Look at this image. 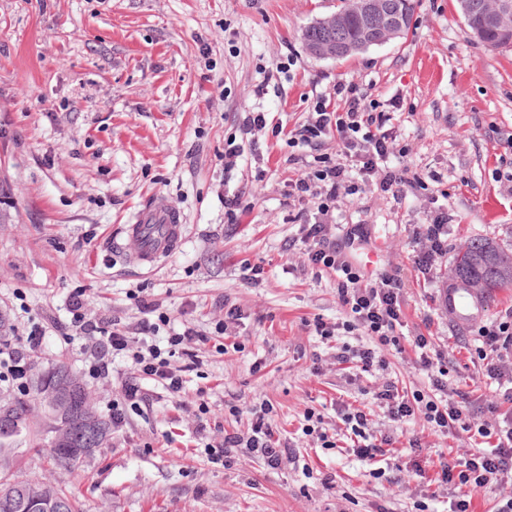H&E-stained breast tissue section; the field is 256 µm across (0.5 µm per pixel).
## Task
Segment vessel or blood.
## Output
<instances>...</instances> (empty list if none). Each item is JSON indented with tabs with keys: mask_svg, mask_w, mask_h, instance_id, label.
I'll use <instances>...</instances> for the list:
<instances>
[{
	"mask_svg": "<svg viewBox=\"0 0 512 512\" xmlns=\"http://www.w3.org/2000/svg\"><path fill=\"white\" fill-rule=\"evenodd\" d=\"M126 233L139 243L135 261L140 266L151 268L180 246L182 218L164 200L156 198L140 210L135 223L127 226Z\"/></svg>",
	"mask_w": 512,
	"mask_h": 512,
	"instance_id": "obj_1",
	"label": "vessel or blood"
}]
</instances>
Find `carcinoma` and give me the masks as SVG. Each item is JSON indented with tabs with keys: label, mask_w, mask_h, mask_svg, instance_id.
Returning <instances> with one entry per match:
<instances>
[{
	"label": "carcinoma",
	"mask_w": 512,
	"mask_h": 512,
	"mask_svg": "<svg viewBox=\"0 0 512 512\" xmlns=\"http://www.w3.org/2000/svg\"><path fill=\"white\" fill-rule=\"evenodd\" d=\"M458 7L468 27L487 47L503 46L505 34L494 18L495 0H457ZM414 0H376L371 8L359 6L358 0L342 7L335 14L312 23L302 30V40L309 52L318 57L343 59L362 50V42L381 29L383 16L399 14L405 18L404 27L391 31L386 40L404 35L410 28L415 13ZM454 287L461 290L476 288L484 305L494 302L497 294L512 288V246H501L487 238H473L461 246L453 265ZM84 402L82 391L71 392L65 404L59 408L43 405L44 411L53 415L59 410L74 417L81 411ZM29 405L15 402V420L12 429L0 433V455L15 454V449L4 445V438L20 435L24 430V416ZM39 437L35 456L31 464L37 466L64 465L79 468L84 460L77 454L79 448H104L107 438L89 437L81 433L72 441L59 447L53 444L46 431H36ZM0 512H26L22 507V496L3 493L0 486Z\"/></svg>",
	"instance_id": "cac0c4a2"
}]
</instances>
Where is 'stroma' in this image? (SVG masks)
<instances>
[{
    "instance_id": "1",
    "label": "stroma",
    "mask_w": 512,
    "mask_h": 512,
    "mask_svg": "<svg viewBox=\"0 0 512 512\" xmlns=\"http://www.w3.org/2000/svg\"><path fill=\"white\" fill-rule=\"evenodd\" d=\"M341 0H0V339L19 345L45 327L26 352L30 373L65 363L111 416L130 370L116 358L89 378L92 340L65 344L70 301L82 294L89 320L134 326V301L158 304L171 326L210 338L202 365L180 398L146 384V401L127 410L109 447L82 467L28 466L31 444L16 440L17 478L65 488L81 512H448L447 492L431 484L449 454L474 443L428 429L423 419L391 422L373 400L378 380L352 376L335 360L342 337L314 335L310 321L336 323L328 278L288 247L311 204L288 194L302 170L294 148L272 126L301 124L337 83L368 85L389 112L397 143L408 145L423 189L402 196L375 187L343 200L332 219L360 224L369 248H349L360 265L410 267L412 227L447 207L448 254L429 281L409 280L406 334L424 333L448 362V379L474 391L472 413L497 392L470 361L479 324L448 307L453 256L470 237L512 244V47L487 49L456 0H417L402 37L336 60L311 54L302 29L334 13ZM262 108L269 127L257 154L224 170V143L240 113ZM245 191L238 223L224 221V189ZM185 218L181 246L152 268L132 263L138 245L125 233L152 197ZM262 267L254 287L244 265ZM243 317L226 334L215 326L224 304ZM412 344L389 357L387 379L428 391ZM206 400L209 412L193 409ZM265 402L276 433L295 448L278 469L258 456L228 467L200 449L225 430H246ZM366 406L375 430L396 443L376 478L358 460L337 415L339 404ZM315 411L336 441L321 447L302 432ZM423 452L412 458L409 439Z\"/></svg>"
}]
</instances>
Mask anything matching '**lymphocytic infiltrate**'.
Here are the masks:
<instances>
[{
	"mask_svg": "<svg viewBox=\"0 0 512 512\" xmlns=\"http://www.w3.org/2000/svg\"><path fill=\"white\" fill-rule=\"evenodd\" d=\"M365 99L360 85L352 82L337 85L335 98L317 99L306 121L288 133L289 143L312 152L304 172L288 186L290 196L313 202L316 207L314 221L304 222L299 228L305 246L304 262L318 271L335 274L338 305L345 315L344 320L331 326L315 319L314 331L325 340L338 331L365 336V343L343 344L336 360L371 374L387 369L386 352L402 349L404 281L399 269L372 276L349 261L336 246L340 239L328 216L340 201L366 186L398 194L419 185L421 179L409 176L407 168L391 165V153L404 157L408 150L394 147L386 128L389 115L366 104ZM331 137L336 140V153L322 152L323 141ZM413 238L418 246L414 266L421 274H429L435 262L448 252L447 212H436L426 223L414 225ZM137 307L142 317L130 329L105 318L88 320L82 300L72 301L70 327L74 336L94 338L99 345L86 368L88 375L96 378L108 373L112 358L119 355L130 362L122 393L112 402V423L116 426L124 421L127 409L145 401L144 382L157 383L178 394L184 388L186 373L201 365L194 347L202 336L194 327L186 325L170 332L166 347H158L154 339L161 324L167 323V316L143 297L138 298ZM477 340V357L500 389L498 401L487 405L482 417L471 414L468 392L449 386L444 358L422 334L414 339L419 350L417 365L427 373L432 393L417 390L405 395L394 382L387 381L377 387L374 398L386 408L392 421L419 416L433 431L459 430L470 440H481L482 449L465 456H449L441 464L437 482L448 487L453 496L451 512H471L473 491L485 488L500 492L494 512H512V310L479 327ZM505 404L510 405V412H502ZM271 413L267 403L254 406L247 433L228 432L222 441L205 446L208 462L231 465L243 448L261 456L273 468L293 461L294 450L277 438ZM340 416L350 433L354 456L373 463L387 460L393 440L386 434L377 435L365 409L345 405Z\"/></svg>",
	"mask_w": 512,
	"mask_h": 512,
	"instance_id": "lymphocytic-infiltrate-1",
	"label": "lymphocytic infiltrate"
}]
</instances>
